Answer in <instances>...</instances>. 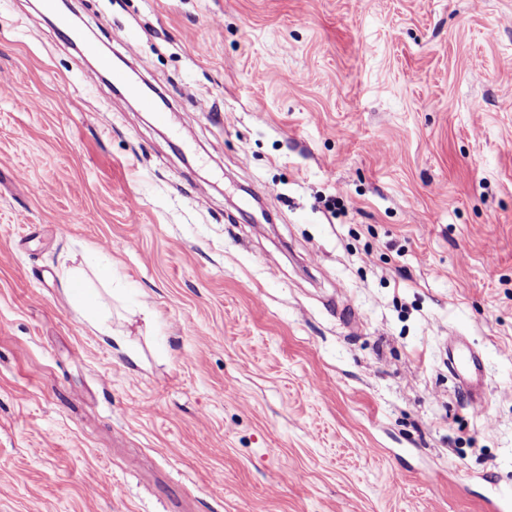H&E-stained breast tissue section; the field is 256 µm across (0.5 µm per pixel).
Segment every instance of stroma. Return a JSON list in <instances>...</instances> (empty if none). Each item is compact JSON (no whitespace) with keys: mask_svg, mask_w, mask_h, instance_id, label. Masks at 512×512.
Masks as SVG:
<instances>
[{"mask_svg":"<svg viewBox=\"0 0 512 512\" xmlns=\"http://www.w3.org/2000/svg\"><path fill=\"white\" fill-rule=\"evenodd\" d=\"M38 3L0 0V512H492L512 0H71L180 139ZM448 365L456 369L459 373L478 372L481 368L479 355L470 350L456 351L448 354Z\"/></svg>","mask_w":512,"mask_h":512,"instance_id":"35a3bbf8","label":"stroma"}]
</instances>
